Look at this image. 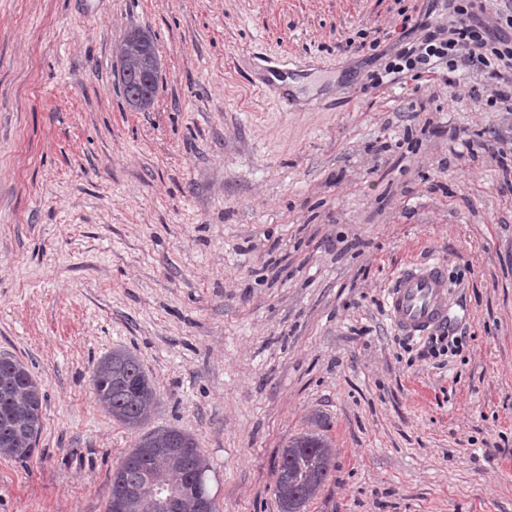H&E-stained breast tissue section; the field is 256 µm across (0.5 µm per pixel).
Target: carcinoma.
Instances as JSON below:
<instances>
[{"label":"carcinoma","instance_id":"cac0c4a2","mask_svg":"<svg viewBox=\"0 0 512 512\" xmlns=\"http://www.w3.org/2000/svg\"><path fill=\"white\" fill-rule=\"evenodd\" d=\"M128 106L147 110L158 90L161 62L149 34L129 31L117 48ZM92 384L98 402L133 431L140 430L155 404L156 391L138 357L115 349L97 363ZM44 394L21 361L0 356V456L30 460L42 428ZM334 450L314 432L297 435L284 446L274 492L281 512H304L325 486ZM208 466L196 438L177 428L151 430L112 471L106 512H162L157 492L175 494L173 512H220L206 482Z\"/></svg>","mask_w":512,"mask_h":512}]
</instances>
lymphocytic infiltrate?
Returning <instances> with one entry per match:
<instances>
[{
    "label": "lymphocytic infiltrate",
    "mask_w": 512,
    "mask_h": 512,
    "mask_svg": "<svg viewBox=\"0 0 512 512\" xmlns=\"http://www.w3.org/2000/svg\"><path fill=\"white\" fill-rule=\"evenodd\" d=\"M448 27L422 21L423 35L386 64L393 77L427 76L466 68L484 76L488 103L512 100V0H448Z\"/></svg>",
    "instance_id": "f902f5d3"
}]
</instances>
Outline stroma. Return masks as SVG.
<instances>
[{"mask_svg":"<svg viewBox=\"0 0 512 512\" xmlns=\"http://www.w3.org/2000/svg\"><path fill=\"white\" fill-rule=\"evenodd\" d=\"M133 29L162 63L123 97ZM378 50L344 51L357 33ZM394 0H0V354L45 395L0 512H105L136 435L95 364L136 354L148 426L192 433L222 512H280V452L313 431L335 468L305 512H512V188L450 142H512V104L451 84L375 88ZM448 269L459 352L385 310L412 263ZM123 92L128 106L135 111L147 110L158 90L161 62L155 44L145 31H129L117 48ZM153 77L151 85L144 79Z\"/></svg>","mask_w":512,"mask_h":512,"instance_id":"stroma-1","label":"stroma"}]
</instances>
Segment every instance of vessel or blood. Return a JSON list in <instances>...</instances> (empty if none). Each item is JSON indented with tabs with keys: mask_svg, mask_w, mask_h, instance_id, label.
<instances>
[{
	"mask_svg": "<svg viewBox=\"0 0 512 512\" xmlns=\"http://www.w3.org/2000/svg\"><path fill=\"white\" fill-rule=\"evenodd\" d=\"M449 306L448 272L442 263L405 267L389 282L388 314L402 335L425 336L446 326Z\"/></svg>",
	"mask_w": 512,
	"mask_h": 512,
	"instance_id": "obj_1",
	"label": "vessel or blood"
}]
</instances>
